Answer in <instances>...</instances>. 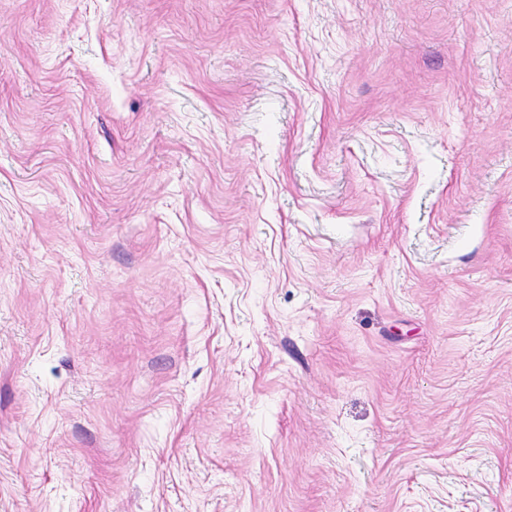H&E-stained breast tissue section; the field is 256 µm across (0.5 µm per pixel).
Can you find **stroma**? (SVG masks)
Returning a JSON list of instances; mask_svg holds the SVG:
<instances>
[{
  "instance_id": "stroma-1",
  "label": "stroma",
  "mask_w": 512,
  "mask_h": 512,
  "mask_svg": "<svg viewBox=\"0 0 512 512\" xmlns=\"http://www.w3.org/2000/svg\"><path fill=\"white\" fill-rule=\"evenodd\" d=\"M0 512H512V0H0Z\"/></svg>"
}]
</instances>
